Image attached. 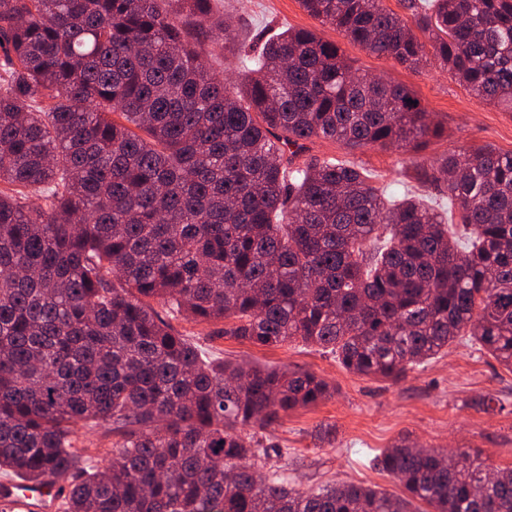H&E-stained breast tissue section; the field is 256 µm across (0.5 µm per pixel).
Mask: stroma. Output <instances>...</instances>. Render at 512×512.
Here are the masks:
<instances>
[{
  "label": "stroma",
  "instance_id": "35a3bbf8",
  "mask_svg": "<svg viewBox=\"0 0 512 512\" xmlns=\"http://www.w3.org/2000/svg\"><path fill=\"white\" fill-rule=\"evenodd\" d=\"M214 8L236 16L237 45L205 43L202 59L214 75L244 79V45L256 44L286 28L309 29L335 43L361 72L408 86L440 133L421 151L367 148L348 153L339 143L311 144V155L352 159L386 196L413 192L434 204H447L444 182H420L416 155L436 158L470 153L490 145L512 153V106L475 97L439 62L413 72L369 54L336 27L321 23L298 0H215ZM176 328L216 356L261 366L305 370L326 379L335 392L318 406L290 412L269 427L266 440L283 451V463L298 487L361 482L387 492L398 483L373 468L381 450L407 436L417 445L446 450L466 448L499 468L512 467V370L468 338L397 381L378 380L343 369L336 357L300 342L256 347L230 337L209 336L208 328L176 321Z\"/></svg>",
  "mask_w": 512,
  "mask_h": 512
}]
</instances>
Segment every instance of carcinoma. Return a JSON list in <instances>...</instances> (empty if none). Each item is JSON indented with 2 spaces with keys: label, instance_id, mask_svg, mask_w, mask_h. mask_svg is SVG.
I'll use <instances>...</instances> for the list:
<instances>
[{
  "label": "carcinoma",
  "instance_id": "cac0c4a2",
  "mask_svg": "<svg viewBox=\"0 0 512 512\" xmlns=\"http://www.w3.org/2000/svg\"><path fill=\"white\" fill-rule=\"evenodd\" d=\"M210 2L0 0V473L67 483L63 512H512L511 469L405 437L373 458L400 494L296 487L254 429L334 387L215 362L172 324L300 340L374 378L463 336L512 369V154L416 164L444 177L457 233L349 161L297 164L318 140L416 150L439 126L308 29L269 35L229 91L186 38L236 40ZM299 2L371 55L434 59L512 104V0H404L426 42L383 0ZM80 421L118 437L107 467L86 465Z\"/></svg>",
  "mask_w": 512,
  "mask_h": 512
}]
</instances>
